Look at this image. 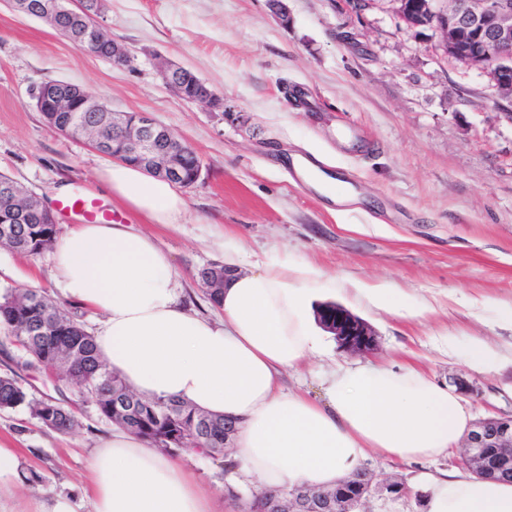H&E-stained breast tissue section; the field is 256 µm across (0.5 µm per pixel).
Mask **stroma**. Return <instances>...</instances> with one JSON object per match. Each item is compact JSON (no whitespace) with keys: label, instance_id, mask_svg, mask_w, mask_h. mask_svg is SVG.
I'll use <instances>...</instances> for the list:
<instances>
[{"label":"stroma","instance_id":"stroma-1","mask_svg":"<svg viewBox=\"0 0 512 512\" xmlns=\"http://www.w3.org/2000/svg\"><path fill=\"white\" fill-rule=\"evenodd\" d=\"M287 19L268 0H109L97 23L130 52L121 66L78 49L47 22L0 0V173L41 200L56 186L93 194L120 209L98 172L108 157L88 138L49 129L31 98L49 80L92 92L115 112H148L199 155L200 179L184 189L187 212L166 227L132 215L154 235L178 274L180 302L217 312L198 273L223 262L222 233L251 258L286 256L325 274L319 302H334L367 321L379 347L361 365H412L437 382L469 384L460 398L472 421L512 414V124L477 71L444 58L432 30L406 28L386 0L352 11L348 0H285ZM194 71L223 100L211 109L179 96L161 78L159 60ZM304 86L309 110L285 93ZM348 181L336 204L288 171L295 157ZM387 283L432 313L409 321L375 309L333 282ZM15 288L59 292L48 255L0 247V296ZM484 339L504 360L473 372L457 356ZM310 362L288 370L285 390L321 396L319 371L347 361L333 336ZM16 372L38 399L79 405L82 429L44 428L26 408L0 411V443L17 449L20 475L0 512H28L33 500L74 494L91 512L89 460L114 424L72 387L25 367L0 332V375ZM172 461L214 499L215 512H248L254 484L224 468V458L192 450Z\"/></svg>","mask_w":512,"mask_h":512}]
</instances>
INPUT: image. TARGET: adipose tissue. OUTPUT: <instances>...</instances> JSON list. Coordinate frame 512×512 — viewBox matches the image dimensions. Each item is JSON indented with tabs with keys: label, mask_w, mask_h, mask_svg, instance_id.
<instances>
[{
	"label": "adipose tissue",
	"mask_w": 512,
	"mask_h": 512,
	"mask_svg": "<svg viewBox=\"0 0 512 512\" xmlns=\"http://www.w3.org/2000/svg\"><path fill=\"white\" fill-rule=\"evenodd\" d=\"M99 180L151 223H180L187 210L174 183L129 163L113 161ZM243 253L237 243L224 249L218 320L179 304L168 253L124 225L71 228L51 264L62 297L100 313L94 340L110 370L145 396L235 422L241 467L260 488H331L368 451L423 463L457 445L468 411L452 389L413 367L339 364L322 379L321 400L284 391L282 372L323 349L311 303L323 273L279 257L248 265ZM357 292L403 319L429 311L385 284ZM89 469L94 512H213L182 467L126 431L101 441ZM416 489L423 512H512V482L437 470L422 472Z\"/></svg>",
	"instance_id": "ef3b65f1"
}]
</instances>
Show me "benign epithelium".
<instances>
[{"label":"benign epithelium","instance_id":"obj_1","mask_svg":"<svg viewBox=\"0 0 512 512\" xmlns=\"http://www.w3.org/2000/svg\"><path fill=\"white\" fill-rule=\"evenodd\" d=\"M106 0H78L75 10L61 9L58 0H42L32 8L30 0H9L11 7L25 15L57 25L58 15L70 18L68 39L81 48L95 50L104 46L112 63L129 58L126 47L108 38L92 24ZM394 12L408 29L420 28L419 19L410 16L402 0H393ZM421 12L427 16L426 28L438 37L443 54L470 69L484 74L491 87L504 96L512 93V0H421ZM160 75L167 85L185 95L188 81L197 87L189 100L215 108L224 107L210 87L192 71L169 61L160 65ZM33 100L41 112H92L98 109L97 98L81 87L66 81L52 80L33 91ZM112 122L124 127L125 148L120 154L146 168L159 178L172 179L181 174L186 157L194 153L191 146L174 132L158 123L150 114L113 113ZM0 193L12 198L13 208L0 214V223L23 220L35 207L38 197L20 192L15 183H0ZM319 324L331 333L340 349L349 355L369 354L377 349L378 337L372 326L339 304L326 303L317 311ZM512 459V416L487 418L476 423L464 440V463L475 474L496 473L493 461ZM410 493L403 481H377L368 472L362 477L344 480L336 492L314 495L301 487L284 497H272L266 512H367L375 499H398Z\"/></svg>","mask_w":512,"mask_h":512}]
</instances>
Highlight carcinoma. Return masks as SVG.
<instances>
[{
    "label": "carcinoma",
    "instance_id": "obj_1",
    "mask_svg": "<svg viewBox=\"0 0 512 512\" xmlns=\"http://www.w3.org/2000/svg\"><path fill=\"white\" fill-rule=\"evenodd\" d=\"M81 118L107 131L112 139L109 112H82ZM15 243L9 248L37 257L49 249L58 227L41 213L29 214L23 222L9 225ZM211 304L219 305L224 288V265L215 264L199 274ZM0 329L25 352L27 366H34L65 386L78 389L82 400L91 402L99 415L132 433L152 448L167 452L200 449L211 455L224 453V417L202 411L177 399H147L137 396L136 407L123 417L114 415L115 399L131 391L128 384L101 360L94 337L72 319L45 291L22 289L0 301ZM25 406L44 427L61 433L76 430L79 420L72 408L30 397L15 377H0V410Z\"/></svg>",
    "mask_w": 512,
    "mask_h": 512
}]
</instances>
